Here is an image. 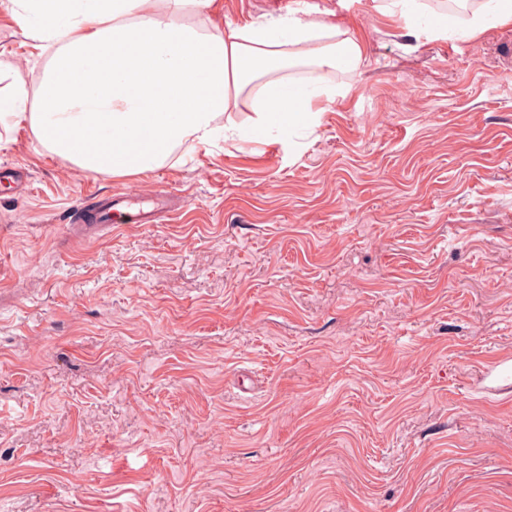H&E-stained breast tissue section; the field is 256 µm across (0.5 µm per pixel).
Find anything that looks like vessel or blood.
Masks as SVG:
<instances>
[{"label": "vessel or blood", "mask_w": 512, "mask_h": 512, "mask_svg": "<svg viewBox=\"0 0 512 512\" xmlns=\"http://www.w3.org/2000/svg\"><path fill=\"white\" fill-rule=\"evenodd\" d=\"M150 202L152 207L146 210L140 206L137 194L118 192L93 208V220L98 224H150L179 210L169 194L162 190L155 191Z\"/></svg>", "instance_id": "vessel-or-blood-1"}]
</instances>
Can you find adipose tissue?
<instances>
[{
	"instance_id": "adipose-tissue-1",
	"label": "adipose tissue",
	"mask_w": 512,
	"mask_h": 512,
	"mask_svg": "<svg viewBox=\"0 0 512 512\" xmlns=\"http://www.w3.org/2000/svg\"><path fill=\"white\" fill-rule=\"evenodd\" d=\"M0 0L24 24L37 56H48L36 108L23 91L0 96V121L28 123L39 143L82 171L114 176L155 169L180 147L210 145L218 119L249 96L253 114L239 138L314 125L320 106L348 86L285 77L297 64L355 71L368 46L343 37L340 24L312 19L302 5L287 16L201 31L175 21L184 10L214 11L216 0ZM512 24V0H484L462 28L441 14L425 27L436 36H469Z\"/></svg>"
}]
</instances>
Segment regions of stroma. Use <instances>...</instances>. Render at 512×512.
I'll use <instances>...</instances> for the list:
<instances>
[{
    "label": "stroma",
    "mask_w": 512,
    "mask_h": 512,
    "mask_svg": "<svg viewBox=\"0 0 512 512\" xmlns=\"http://www.w3.org/2000/svg\"><path fill=\"white\" fill-rule=\"evenodd\" d=\"M308 2L369 61L292 138L119 177L0 123V512H512V25ZM0 44L35 106L2 12ZM157 189L161 223L73 219ZM408 28L416 33H425L429 36H436L447 32H456L463 36L474 35L491 26H504L512 24V0H486L481 8L474 11L470 18L465 21L462 28L455 26L447 14H441L431 21L429 26L422 28L410 24Z\"/></svg>",
    "instance_id": "stroma-1"
}]
</instances>
